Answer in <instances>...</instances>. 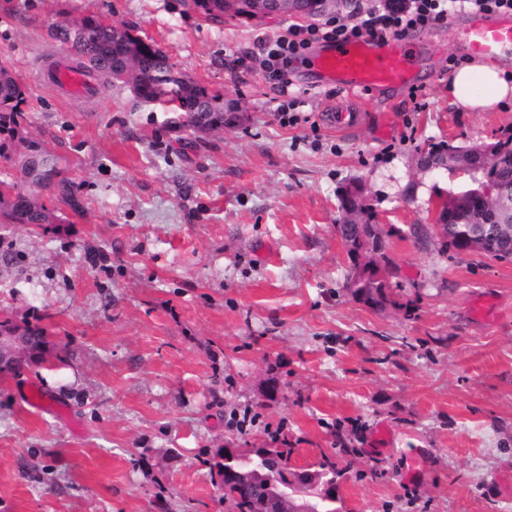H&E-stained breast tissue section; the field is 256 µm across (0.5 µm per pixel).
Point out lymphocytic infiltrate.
I'll use <instances>...</instances> for the list:
<instances>
[{
    "label": "lymphocytic infiltrate",
    "mask_w": 512,
    "mask_h": 512,
    "mask_svg": "<svg viewBox=\"0 0 512 512\" xmlns=\"http://www.w3.org/2000/svg\"><path fill=\"white\" fill-rule=\"evenodd\" d=\"M361 11L363 20L353 23L332 20L321 26H289L287 35L277 39L266 54L264 69L267 79L274 81L280 91H287L291 86L289 67L319 42L362 36L384 41L410 30H424L447 22L449 16L466 11L512 14V0H365Z\"/></svg>",
    "instance_id": "f902f5d3"
}]
</instances>
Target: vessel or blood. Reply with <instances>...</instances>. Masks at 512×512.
<instances>
[{"label": "vessel or blood", "mask_w": 512, "mask_h": 512, "mask_svg": "<svg viewBox=\"0 0 512 512\" xmlns=\"http://www.w3.org/2000/svg\"><path fill=\"white\" fill-rule=\"evenodd\" d=\"M470 54L482 57L498 55L512 45V25L483 18L472 20L464 32ZM412 50L407 36L379 41L368 36L319 46L310 56L323 83L349 94L369 88H384L412 80ZM58 92L70 98L89 95L93 79L74 66H59L47 73Z\"/></svg>", "instance_id": "vessel-or-blood-1"}]
</instances>
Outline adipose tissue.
<instances>
[{"mask_svg": "<svg viewBox=\"0 0 512 512\" xmlns=\"http://www.w3.org/2000/svg\"><path fill=\"white\" fill-rule=\"evenodd\" d=\"M448 91L458 108L483 112L512 103V74L499 64L472 59L451 72Z\"/></svg>", "mask_w": 512, "mask_h": 512, "instance_id": "1", "label": "adipose tissue"}]
</instances>
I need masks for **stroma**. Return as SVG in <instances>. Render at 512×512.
Returning <instances> with one entry per match:
<instances>
[{
	"label": "stroma",
	"mask_w": 512,
	"mask_h": 512,
	"mask_svg": "<svg viewBox=\"0 0 512 512\" xmlns=\"http://www.w3.org/2000/svg\"><path fill=\"white\" fill-rule=\"evenodd\" d=\"M81 15L133 28L221 94L223 127H176L104 79L79 99L45 86L67 54L47 23ZM292 22H209L186 0H0L25 130L84 204L0 224V318L48 341L0 376V512H159L160 494L169 512H228L205 464L227 445L330 459L339 512H512V261L442 249L430 210L471 175L414 166L429 144L512 132V109L450 105L468 54L460 25L440 24L414 41L426 109L405 87L366 92L358 128L338 131L324 114L340 93L297 62L301 120L280 123L262 62ZM351 182L390 232L380 307L346 286ZM482 295L497 302L480 319Z\"/></svg>",
	"instance_id": "1"
}]
</instances>
